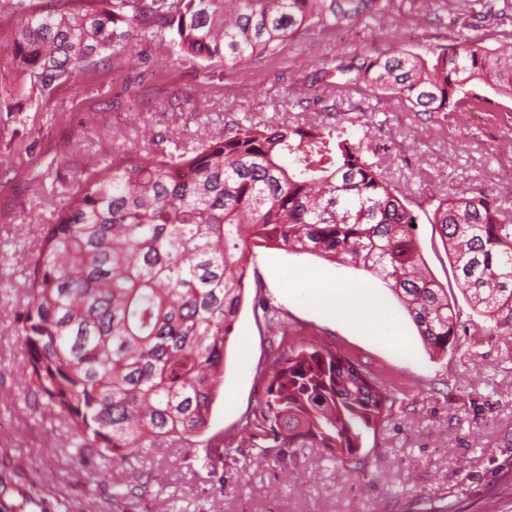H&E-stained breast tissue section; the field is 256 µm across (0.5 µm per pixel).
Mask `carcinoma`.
<instances>
[{"label":"carcinoma","instance_id":"1","mask_svg":"<svg viewBox=\"0 0 512 512\" xmlns=\"http://www.w3.org/2000/svg\"><path fill=\"white\" fill-rule=\"evenodd\" d=\"M365 0H89L78 11L0 0L16 19L13 63L45 99L86 62L135 42H165L183 63L234 67L274 57L301 32L359 16ZM392 93L426 112L512 100V43L467 34L424 58L407 49L334 65L332 79ZM363 116L348 123H224L187 151H112L83 171L32 254L20 333L30 382L72 432L77 460L124 473L112 499L142 485L144 448H190L205 435L224 375L254 247L359 267L397 296L426 349L458 336L455 300L427 271L418 215L392 182ZM456 286L490 325L512 336V220L498 197L470 186L431 199ZM261 419L248 438L356 459L395 397L362 365L309 343L277 357Z\"/></svg>","mask_w":512,"mask_h":512}]
</instances>
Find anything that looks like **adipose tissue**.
<instances>
[{"label": "adipose tissue", "instance_id": "1", "mask_svg": "<svg viewBox=\"0 0 512 512\" xmlns=\"http://www.w3.org/2000/svg\"><path fill=\"white\" fill-rule=\"evenodd\" d=\"M301 281L310 287L311 303L326 314L348 319L355 328L397 356L410 355V345L392 317L382 310L370 284L354 287L343 281H330L314 271L304 273Z\"/></svg>", "mask_w": 512, "mask_h": 512}]
</instances>
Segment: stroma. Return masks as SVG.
Segmentation results:
<instances>
[{"mask_svg": "<svg viewBox=\"0 0 512 512\" xmlns=\"http://www.w3.org/2000/svg\"><path fill=\"white\" fill-rule=\"evenodd\" d=\"M381 13L336 29L315 30L275 58L227 69L175 62L164 43H137L78 70L40 107L10 89L20 81L0 15V503L40 499L42 512H156L157 496L173 512H512V338L478 335L486 326L458 302L457 342L436 355L385 285L384 310L413 344L402 360L307 300L299 274L321 271L354 284L371 274L309 254L257 248L250 261L261 278L248 286L228 341L224 384L210 434L225 447L144 449L138 466L154 480L125 507L99 478L100 464L72 460L70 433L34 393L17 316L31 279L30 257L43 225L55 223L74 178L112 150L161 152L192 147L200 132L221 136L243 115L266 123H337L363 114L369 134L388 148L390 177L410 202L480 185L497 194L512 218V100L502 110L420 112L408 102L363 88L332 90L323 101L300 99L322 60L347 62L399 48L423 54L453 44L467 30L487 45L512 40V12L473 26L462 0H377ZM154 133L142 142L141 128ZM414 235L434 274L453 283L439 231L419 218ZM274 306L282 328L270 333L254 307ZM315 342L373 373L397 402L367 433L359 465L323 449L262 450L244 430L264 408L266 374L281 353Z\"/></svg>", "mask_w": 512, "mask_h": 512, "instance_id": "obj_1", "label": "stroma"}]
</instances>
